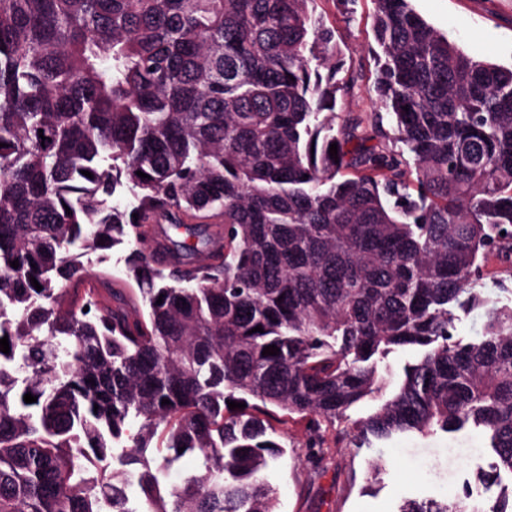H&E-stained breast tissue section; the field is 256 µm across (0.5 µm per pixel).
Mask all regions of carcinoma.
I'll use <instances>...</instances> for the list:
<instances>
[{"label": "carcinoma", "mask_w": 512, "mask_h": 512, "mask_svg": "<svg viewBox=\"0 0 512 512\" xmlns=\"http://www.w3.org/2000/svg\"><path fill=\"white\" fill-rule=\"evenodd\" d=\"M373 3V111L338 124L358 75L316 0H0V512H138L132 487L279 512L270 419L317 434L365 402L355 447L471 423L486 491L512 476V306L483 293L512 261V67ZM121 244L133 285L69 299ZM456 315L454 324L457 337L469 341L482 335L484 318L481 309L457 311Z\"/></svg>", "instance_id": "carcinoma-1"}]
</instances>
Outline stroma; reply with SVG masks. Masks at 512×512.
Masks as SVG:
<instances>
[{
  "label": "stroma",
  "instance_id": "obj_1",
  "mask_svg": "<svg viewBox=\"0 0 512 512\" xmlns=\"http://www.w3.org/2000/svg\"><path fill=\"white\" fill-rule=\"evenodd\" d=\"M414 9L466 54L505 67L512 65V0H412ZM372 0H318L317 11L335 30L345 61L359 75L354 95L338 104L340 115L372 110L376 66ZM124 245L83 256L91 274L120 288L126 278ZM276 429L285 448L267 479L276 489L280 512H398L407 499L458 494L465 481L496 462L487 435L473 426L434 437L400 435L380 449L354 448L328 429L315 437L305 421L282 419ZM386 467L373 472L376 454Z\"/></svg>",
  "mask_w": 512,
  "mask_h": 512
}]
</instances>
